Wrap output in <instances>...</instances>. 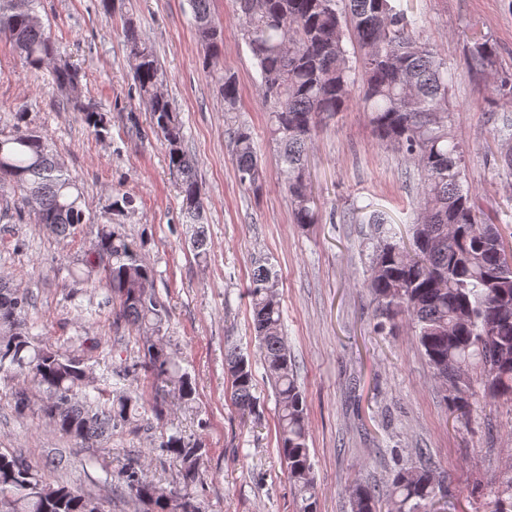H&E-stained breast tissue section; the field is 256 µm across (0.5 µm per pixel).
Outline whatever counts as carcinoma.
I'll return each mask as SVG.
<instances>
[{"mask_svg": "<svg viewBox=\"0 0 512 512\" xmlns=\"http://www.w3.org/2000/svg\"><path fill=\"white\" fill-rule=\"evenodd\" d=\"M35 0H0V33L36 69L51 73L62 108L77 112L98 136L106 121L83 99L78 70L57 57L55 42L34 7ZM243 39L260 75L259 95L268 112L272 141L283 163L284 186L294 222L317 220L307 179L306 153L326 116L344 110L357 81L359 98L378 137L417 163L420 186L412 239H394L387 219L373 214L377 244L366 286L377 309L410 323L416 342L444 391L449 410L469 415L478 398L512 399V266L499 226L483 218L478 198L464 187L465 151L451 133L450 98L454 74L447 62L415 34L418 21L392 0H236ZM195 29L205 47L203 66L224 59L223 27L210 12V0H191ZM134 61L133 79L149 107L151 125L168 149L169 168L182 197L183 223L194 226L191 246L206 254L202 188L193 161L183 149L184 132L169 99L161 92L162 73L153 49L131 25L125 29ZM495 47L475 43L471 60L483 69L494 64ZM217 92L224 111H238L239 87L224 72ZM240 183L262 191L265 172L249 129L230 131ZM0 181L11 194L0 196V220L10 224L22 211L57 235L85 223L82 192L50 152L47 137L19 129L0 137ZM101 282L116 315L143 336V367L156 393H173L187 404L195 387L163 343L168 311L153 289L154 272L118 224H103L96 243L82 259ZM280 277L259 258L247 289L252 327L265 375L275 391L278 453L294 488L298 512H317L318 488L308 446L306 404L297 384L294 359L284 333ZM29 298L0 281V375L22 376L47 394L43 414L58 431L92 444L131 416L136 400L123 394L100 402L84 394L89 386L83 362L34 341L24 320ZM231 399L241 416L258 414L252 362L234 348L225 353ZM482 378L477 393L472 374ZM159 447L179 466L178 483L165 487L130 465L117 482L143 512H201V445L179 434L161 438ZM436 496L429 460L402 469L386 499L375 488L350 489L351 512H421ZM0 512H102L100 502L64 483L46 482L21 456L0 449ZM490 512H512V472L494 491Z\"/></svg>", "mask_w": 512, "mask_h": 512, "instance_id": "obj_1", "label": "carcinoma"}]
</instances>
